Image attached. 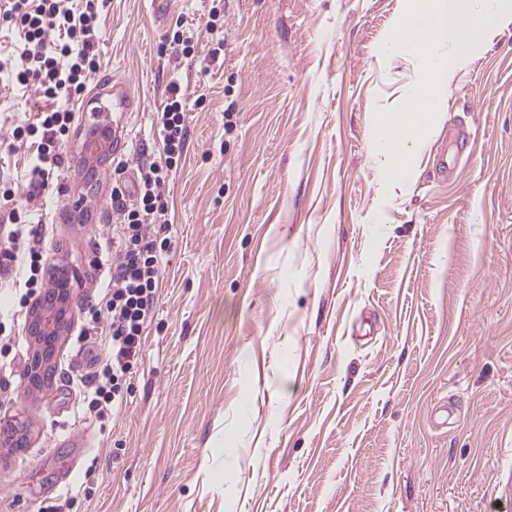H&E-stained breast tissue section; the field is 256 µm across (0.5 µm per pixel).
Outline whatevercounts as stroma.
Masks as SVG:
<instances>
[{
  "label": "stroma",
  "mask_w": 512,
  "mask_h": 512,
  "mask_svg": "<svg viewBox=\"0 0 512 512\" xmlns=\"http://www.w3.org/2000/svg\"><path fill=\"white\" fill-rule=\"evenodd\" d=\"M211 6L110 0L101 17L41 245L79 319L112 273L111 177L84 220L64 195L83 127L125 86L119 151L136 165L175 78L190 136L166 187L171 248L106 431L79 413L88 366L68 336L46 387L25 379L28 337L0 366V512L65 495L75 512H512V26L456 71L411 185L385 197L372 118L416 70L378 54L400 0H222L215 58ZM179 19L195 57H158ZM38 103L0 91V139Z\"/></svg>",
  "instance_id": "stroma-1"
}]
</instances>
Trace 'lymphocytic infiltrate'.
I'll use <instances>...</instances> for the list:
<instances>
[{"instance_id": "obj_1", "label": "lymphocytic infiltrate", "mask_w": 512, "mask_h": 512, "mask_svg": "<svg viewBox=\"0 0 512 512\" xmlns=\"http://www.w3.org/2000/svg\"><path fill=\"white\" fill-rule=\"evenodd\" d=\"M109 0H5L0 23L17 29V56L0 59L9 86L35 87L46 108L13 127L0 148L29 155V193L39 195L64 165L62 147L75 128L69 101L80 98L99 64V22ZM161 152L136 170L134 188L115 181L112 191V274L98 303L84 308L82 341L90 371L81 382L85 414L106 421L122 407L135 369L143 359L145 332L156 314L169 201L165 188L186 149L189 128L185 94L170 81L157 114ZM11 179L0 176V279L8 278L19 306L46 289L47 257L39 227L27 207L15 206Z\"/></svg>"}]
</instances>
